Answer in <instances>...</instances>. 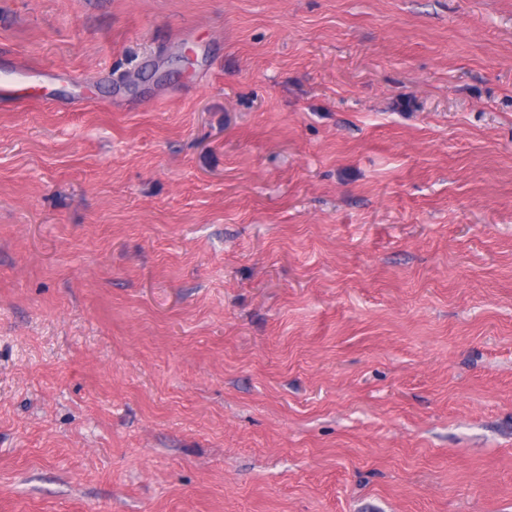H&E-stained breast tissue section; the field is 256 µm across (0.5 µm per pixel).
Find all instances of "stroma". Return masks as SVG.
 I'll list each match as a JSON object with an SVG mask.
<instances>
[{"mask_svg": "<svg viewBox=\"0 0 512 512\" xmlns=\"http://www.w3.org/2000/svg\"><path fill=\"white\" fill-rule=\"evenodd\" d=\"M0 512H512V0H0Z\"/></svg>", "mask_w": 512, "mask_h": 512, "instance_id": "stroma-1", "label": "stroma"}]
</instances>
